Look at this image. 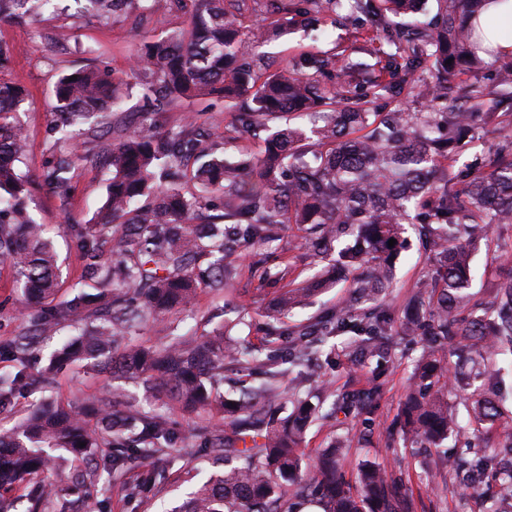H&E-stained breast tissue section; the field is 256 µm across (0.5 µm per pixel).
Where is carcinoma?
I'll return each instance as SVG.
<instances>
[{
	"label": "carcinoma",
	"mask_w": 512,
	"mask_h": 512,
	"mask_svg": "<svg viewBox=\"0 0 512 512\" xmlns=\"http://www.w3.org/2000/svg\"><path fill=\"white\" fill-rule=\"evenodd\" d=\"M51 2L0 0V20L32 22ZM75 2L79 15L99 19H150L175 8L188 14L187 25L144 39L124 71L94 64L61 75L54 85L56 154L46 162L44 180L60 197L70 190L78 158L71 142L97 135L103 114L120 109L133 88L143 101L137 124L112 130L101 218L68 225L84 277L99 286L95 294L58 297L57 256L29 211L30 188L19 169L28 149L21 112L29 92L0 77V262L12 268L28 322L26 331L0 337V360L11 363L0 372V414L53 386L59 367L109 357L127 379L160 381L156 400L164 406L189 415L224 412L229 430L202 428L207 447L223 456L224 473L202 484L181 512H301L311 500L322 512H416L402 481L378 463L364 464L353 484L345 479L339 461L352 436L323 450L316 472L308 473L299 444L332 391L325 382L313 386L293 399L294 410L285 416L277 379L279 366L309 363L310 350L323 353L325 339L340 333H354L349 349L363 361L384 357L400 336H423L426 348L397 424L434 449L432 479L457 466L444 443L460 426L441 391L431 387L450 380L464 387L478 343L492 353L512 352V277L497 284L490 302L474 303L470 292L476 231L512 224V64L499 63V55L483 47L485 29L496 23L482 16L488 0H436L427 23L418 20L425 0H270L268 8L264 0ZM342 12L370 45V59L347 47L305 53L275 71L261 64L259 49L268 41ZM426 70L433 72L430 81L422 77ZM484 70L495 77L490 93L466 80ZM205 97L224 100L232 113L225 140L235 143L263 128V155L239 147L231 156L217 154L193 118L157 130L152 115L158 109ZM405 97L423 100L422 109L376 111L380 99ZM283 112H305L317 121L309 129L284 127L277 123ZM489 126L506 132L495 158L454 168L461 141ZM290 224L317 226L318 235L305 242L315 252L341 234L350 236L336 253V272L371 267L368 277L354 280L356 300L316 321L323 337L318 344L307 326L273 325L260 348L226 345L219 332L174 334L161 349L113 354L120 337L192 304L204 286L222 291L244 267L267 279L270 268L243 259ZM404 224L418 227L434 273L412 291L413 312L397 323L376 300L406 246ZM325 284L281 288L273 313L288 316ZM65 327L71 334L48 365L31 371L37 338ZM286 336L285 358L280 341ZM226 366L265 378L229 402L219 392ZM481 375L487 388L472 405L475 431L501 416L495 371L485 367ZM377 390L345 392L337 400L342 409L360 410ZM174 440L165 415L143 411L118 393L74 407L42 401L12 427L0 428V488L25 481L32 512L46 504L68 512L67 496L90 492L92 483L56 484L63 454L94 450L97 469L119 475L131 462L171 449Z\"/></svg>",
	"instance_id": "1"
}]
</instances>
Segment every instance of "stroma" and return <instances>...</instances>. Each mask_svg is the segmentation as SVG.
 I'll return each mask as SVG.
<instances>
[{
    "label": "stroma",
    "mask_w": 512,
    "mask_h": 512,
    "mask_svg": "<svg viewBox=\"0 0 512 512\" xmlns=\"http://www.w3.org/2000/svg\"><path fill=\"white\" fill-rule=\"evenodd\" d=\"M182 13L171 12L139 24L134 18L118 17L107 21L94 18L66 16L53 8L29 24L0 22V45L12 48L11 78L30 92L23 120L28 132L29 147L22 169L31 181L30 210L38 223L43 224L62 264L63 294L70 295L82 288L80 262L66 233L70 221H86L97 216L105 200L108 177L106 167L85 163L74 174L66 198L54 195L42 183L46 161L52 154L54 138L50 131L53 121L52 89L60 74L80 66L106 63L116 70L127 69L142 38L161 37L175 26L184 24ZM69 30L68 38L46 51L43 37L59 27ZM357 33L350 25L337 24L329 35H315L300 29L266 43L263 52L273 66H283L301 54L324 52L333 47L353 45ZM196 113L201 132L215 141H223L224 127L231 115L224 110L223 101L204 100L190 106L163 108L155 118L160 128L178 125L187 113ZM305 226L292 225L277 229L272 241L255 250L253 260L266 261L268 266L285 270L284 280L259 281L241 277L226 295L202 289L193 305L169 314L163 322H146L140 329L124 338L126 345L160 346L166 343L170 330L196 334L226 331L239 342L261 345L270 322V303L279 288L286 283H299L323 274L331 262L315 257L301 248ZM408 244L395 262L394 280L382 299L394 318H401L411 291L425 283L432 274V261L414 230H407ZM512 254V224L491 227L484 232L473 251L471 261L472 288L476 296H489L501 280L512 275V263L499 260L501 253ZM26 322L19 311L13 274L8 265L0 264V336L25 331ZM326 354L320 359L321 380L333 390L365 391L376 388L377 393L366 413L358 417L326 415L313 419L302 442L309 459L345 434H354L357 443L343 464L347 480H355L361 464L376 462L385 465L401 478L412 493L418 512H473L472 499L462 496L458 474L450 473L442 489H434L428 481L429 459L419 449H409L396 425L399 403L410 383L414 366L423 353L420 339L400 340L380 363H360L347 347L346 336L330 337ZM110 378L92 366L75 363L63 369L49 390L50 398L60 404H77L89 396L105 393ZM177 435L179 457L162 453L148 461L135 464L133 476L151 477L148 490L136 501L126 503L112 490L108 480H100L91 500L90 512H169L181 505L188 494L221 470L204 449L199 429L207 423H218V414L194 417L178 408L168 410ZM503 428L494 424L481 437L470 433L449 438V454L462 458L466 468H480L483 480L477 491L484 501L486 512H498L500 505L494 497L498 479L508 459L502 451Z\"/></svg>",
    "instance_id": "1"
}]
</instances>
